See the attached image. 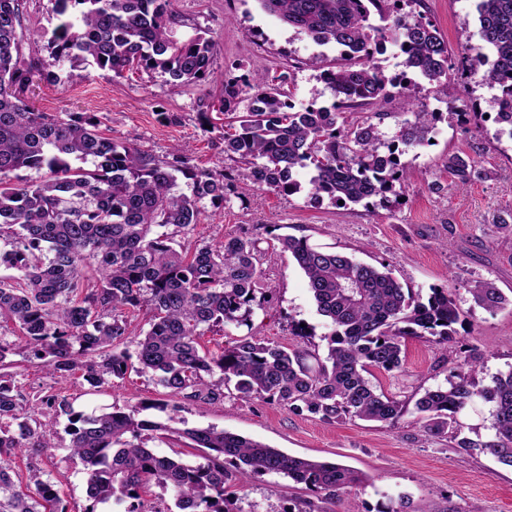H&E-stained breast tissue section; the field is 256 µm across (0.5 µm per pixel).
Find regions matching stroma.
<instances>
[{"label": "stroma", "instance_id": "stroma-1", "mask_svg": "<svg viewBox=\"0 0 512 512\" xmlns=\"http://www.w3.org/2000/svg\"><path fill=\"white\" fill-rule=\"evenodd\" d=\"M183 37L206 32L220 47L210 74L196 85L174 83L161 71H126L116 75L96 67L58 68V78L35 80L31 102L44 112H90L103 133L117 143H133L159 159L181 149L201 169L233 168L224 156V123L206 124L227 80L245 78L259 83L268 75L290 77L296 107L331 105L334 96L311 65L319 57L333 63L335 46L320 45L297 34L264 12L257 0H172ZM404 12L422 13L448 42L451 56L479 40L476 0H408ZM495 93L480 77L450 71L447 95H438L427 80H419L418 102L441 113L431 144L406 151L401 160L409 171L402 198L390 206L339 205L323 198L311 201L307 190L294 194L258 188L237 178L220 205L203 201L196 226L174 236L175 245L212 243L227 235L268 241L270 230L309 238L373 265H385L402 285L420 298L431 288H445L458 304L461 320L457 342L443 347L422 338L405 340L402 369L375 372L378 391L409 407L425 389L446 385L448 369L472 354L481 363L476 387L512 370V232L499 227L512 223V139L499 135L490 101ZM477 104L476 120L457 119L462 102ZM480 149L476 159L487 178L457 188L448 173V157ZM264 286L273 296L269 306L255 307L248 324L208 332L202 350L217 352L238 336H253L285 346L297 339L293 324L309 328V341L326 354L331 327L320 316L303 272L291 254L266 249ZM474 281L493 282L510 303L490 313L474 306L466 290ZM0 341L13 344L10 362L24 392L42 391L67 397L74 410H111L146 403L143 418L162 421L158 404L177 410L186 427L213 426L243 435L294 456L338 461L362 472L363 484L337 492L334 499L308 491L276 473L256 475L235 488L234 512H286L299 500L313 502L316 512H385L390 502L404 499L407 512H512V467L500 464L481 448L491 439L490 406L476 400L460 413L461 434L473 448H458L453 435L424 436L414 412L395 424L362 420H324L295 414L287 407L261 400L248 402L227 392L218 404L188 402L171 396L150 372H128L125 378L89 393L81 374L57 380L46 368L28 362V353L14 324L0 322ZM39 421L51 429L50 447L41 449L37 463L44 478L57 485L66 512H84L89 501L85 470L70 450L69 421L50 407H40Z\"/></svg>", "mask_w": 512, "mask_h": 512}]
</instances>
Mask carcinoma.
I'll return each mask as SVG.
<instances>
[{"label":"carcinoma","mask_w":512,"mask_h":512,"mask_svg":"<svg viewBox=\"0 0 512 512\" xmlns=\"http://www.w3.org/2000/svg\"><path fill=\"white\" fill-rule=\"evenodd\" d=\"M55 24L48 56L26 52L27 0H0V267L17 275L0 280V320H10L29 358L65 379L79 370L98 387L128 370L151 371L174 396L215 404L234 387L239 398H259L323 419L395 423L400 400L377 392L372 371L403 364L404 340L425 338L448 344L460 311L452 294L434 289L422 302L391 272L309 239L276 235L307 279L318 313L332 327L327 353L298 344L290 349L250 336L217 353L203 352L205 331L248 324L264 289V250L256 239L229 235L216 243L178 250L166 227L181 232L198 223L199 204L224 202L228 176L199 170L181 154L163 161L133 143L117 144L99 132L88 112H40L26 93L34 77L55 80L54 68L87 62L120 74L161 70L179 84L204 80L217 45L200 33L178 34L171 0H47ZM266 13L320 44L339 48L340 62L320 78L332 90L331 106L297 110L288 77L256 85L243 112L238 82L219 95L227 118L224 156L243 166L251 183L293 194L301 190L297 169L310 171V198L369 205L391 203L407 179L401 156L429 142L442 113L414 109L416 82L408 71L448 94V43L423 17L397 8L400 0H258ZM480 43L465 46L470 74L499 88L500 133L512 138V0H478ZM378 16L380 24L371 22ZM399 47L404 73L387 78L373 63L385 44ZM394 101L395 112H372L352 124L346 113ZM409 113L413 119L399 120ZM388 118L398 130L388 138ZM448 174L459 187L487 176L470 157L448 156ZM34 171L37 179L21 172ZM191 188L176 190L177 175ZM98 273L90 285L84 270ZM474 304L494 311L507 299L487 281L467 286ZM149 311V329L137 342L133 365L119 349L128 336L123 311ZM473 363L452 367L448 387L427 389L414 403L426 435L460 431L457 414L479 398L491 405L494 434L482 444L512 467V371L492 385L474 388ZM16 373H0V512H66L54 483L29 463L20 486L13 459L36 458L48 447L50 429L33 418L40 405L69 415L70 449L85 466V512L130 502L125 512H143L151 485L173 493L178 512H230V482L253 473L282 474L313 492L335 495L363 475L339 462L289 455L243 436L206 428H173L143 419L142 402L110 412H76L67 398L27 395ZM186 440L196 460L175 458L147 446L146 433Z\"/></svg>","instance_id":"carcinoma-1"}]
</instances>
